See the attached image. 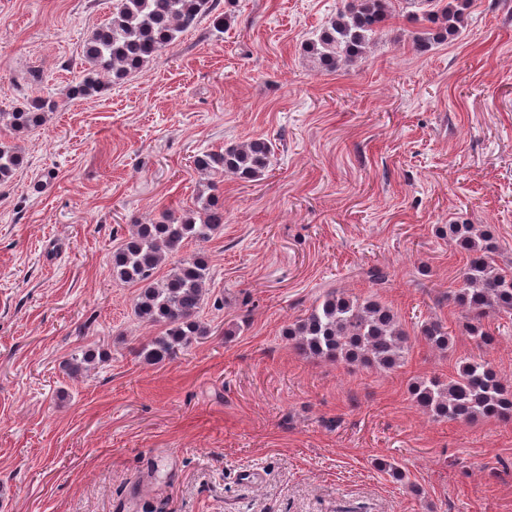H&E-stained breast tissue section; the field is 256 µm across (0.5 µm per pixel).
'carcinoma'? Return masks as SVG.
<instances>
[{"instance_id": "cac0c4a2", "label": "carcinoma", "mask_w": 512, "mask_h": 512, "mask_svg": "<svg viewBox=\"0 0 512 512\" xmlns=\"http://www.w3.org/2000/svg\"><path fill=\"white\" fill-rule=\"evenodd\" d=\"M220 0H113L108 21L87 40L82 80L71 87L74 96L103 94L108 76L120 81L141 71L179 36L194 29L203 16L215 9ZM429 4L430 16L448 23L445 32L452 35L461 22L458 6L450 0H421ZM392 0H348L319 33L307 40L306 54L325 69H334L366 52L375 28L386 18ZM56 108L52 101L32 98L0 112L12 130L27 132L43 123L46 114ZM272 142L256 138L231 145L219 152L205 153L194 159L195 169L212 177L232 175L258 179L271 165ZM23 165L16 147L0 143V184L12 179ZM208 196L197 198V207L177 216L165 210L158 220L135 224L129 237L112 257V278L138 282L141 290L134 303L137 316L148 323L164 326L138 352L146 364L158 365L174 360L193 341L207 334L198 320L203 288L210 279L205 259H183L169 273L156 278L157 270L185 242L206 241L224 226V206L213 195L217 183L208 181ZM451 239L468 253L459 270L458 288L452 297L464 307L469 330L480 343L492 344L496 336L484 328V320L496 314L512 313V277L499 272L492 263L495 250L488 233L473 224H450ZM424 341L432 348H448L447 329L438 321L421 327ZM288 340L302 355L344 362L363 368L391 370L403 361L409 336L391 308L371 298L361 299L344 292H325L302 318L288 325ZM96 354L85 350L72 354L65 370L73 377L88 370ZM415 403L435 419L450 421L478 417L512 419V389L482 360L466 358L457 363L448 380L426 378L411 388Z\"/></svg>"}]
</instances>
